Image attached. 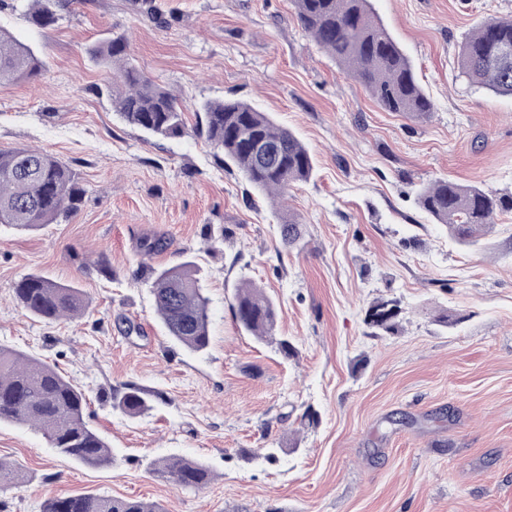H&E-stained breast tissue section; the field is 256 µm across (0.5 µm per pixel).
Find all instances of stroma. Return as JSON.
Here are the masks:
<instances>
[{
    "label": "stroma",
    "mask_w": 512,
    "mask_h": 512,
    "mask_svg": "<svg viewBox=\"0 0 512 512\" xmlns=\"http://www.w3.org/2000/svg\"><path fill=\"white\" fill-rule=\"evenodd\" d=\"M156 6L154 18L133 0H86L46 29L22 9L0 12L44 62L40 80L0 84V150L51 153L85 190L69 218L0 226V344L85 389L87 420L118 455L91 468L1 424L0 460L22 478L0 492V512L77 492L164 512H512V213L467 249L417 204L441 178L512 190V98L458 67L470 32L511 16L512 0H373L434 103L426 118L381 109L303 32L290 0ZM121 34L182 102L179 137L153 138L113 112L110 74L88 48ZM222 98L270 113L311 150L314 174L283 206L197 135L198 105ZM291 214L302 236L287 246L278 226ZM208 226L223 243L210 245ZM157 236L167 249L144 259L141 242ZM188 260L211 300L203 354L165 335L150 292L151 269ZM28 273L82 289L87 313L29 317L13 294ZM244 277L276 300L295 357L238 329L232 291ZM379 298L402 307L394 335L368 334ZM444 311L458 324L436 325ZM126 383L152 392L144 416L113 409ZM308 407L313 428L299 424ZM169 455L204 462L213 481L189 491L159 479L150 464Z\"/></svg>",
    "instance_id": "35a3bbf8"
}]
</instances>
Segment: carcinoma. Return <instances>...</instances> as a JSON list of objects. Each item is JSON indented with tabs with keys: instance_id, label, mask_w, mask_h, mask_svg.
<instances>
[{
	"instance_id": "obj_1",
	"label": "carcinoma",
	"mask_w": 512,
	"mask_h": 512,
	"mask_svg": "<svg viewBox=\"0 0 512 512\" xmlns=\"http://www.w3.org/2000/svg\"><path fill=\"white\" fill-rule=\"evenodd\" d=\"M304 32L352 78L368 89L387 112L424 118L433 102L419 86L412 65L386 30L370 0H291ZM63 8L60 0H30L29 21L40 28L54 25ZM112 75V108L127 124L157 138H172L184 128L179 100L133 62L124 36L90 49ZM469 83L495 95L512 97V17L490 19L468 36L458 61ZM44 65L37 53L0 27V83L35 82ZM197 129L223 163H232L256 189L270 198L283 197L314 171L309 148L271 115L237 99L206 101L196 110ZM277 148L262 157L255 146ZM83 199L71 167L38 149L0 151V224L34 231L78 212ZM420 208L448 236L464 247H476L493 232L498 217L512 213V192L499 193L478 185L439 179L418 194ZM285 245L300 236L299 222L279 225ZM155 313L174 342L194 352L211 342L209 298L201 268L189 260L151 270ZM18 303L32 317L55 322L84 314L83 291L36 273L22 276L13 287ZM234 317L244 331L276 348L286 359L294 347L278 336V310L272 298L252 282L236 288ZM397 301L379 299L366 312L373 336L393 335L400 327ZM89 396L72 379L38 358L0 345V423L39 428L54 451L88 467L115 462L112 448L85 420ZM113 408L130 418L152 409L150 393L128 385L112 393ZM153 473L181 490H200L211 483V469L189 457L166 456L152 463ZM39 512H163L156 504L133 497L101 494L51 496Z\"/></svg>"
}]
</instances>
